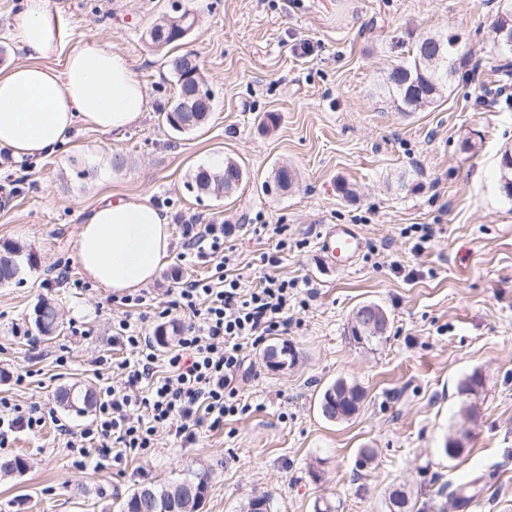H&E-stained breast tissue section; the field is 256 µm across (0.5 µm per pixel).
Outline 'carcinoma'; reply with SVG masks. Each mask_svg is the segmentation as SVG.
<instances>
[{"instance_id": "obj_1", "label": "carcinoma", "mask_w": 512, "mask_h": 512, "mask_svg": "<svg viewBox=\"0 0 512 512\" xmlns=\"http://www.w3.org/2000/svg\"><path fill=\"white\" fill-rule=\"evenodd\" d=\"M181 17L172 16L154 24V28L163 31L161 47L165 48L180 42L174 31L179 27ZM506 33H512V9H505L498 15L494 25V39H499ZM458 48L456 41L443 39L438 36L427 37L417 46L412 59L402 60L391 66L386 75V86L392 93L393 101L402 112H410L418 107L432 103L439 94L440 88L448 75L453 72L455 65L454 55ZM167 66L176 80L177 94H182L183 87L194 81L202 82L204 78L200 72L199 64L195 63V56L189 52L169 57ZM512 180V152L506 151L501 155L499 162L498 184L501 192L512 198V184L503 183V175ZM245 177V171L240 164L227 161L222 168H200L187 183L188 188L199 193L220 196L238 186ZM24 272V263L21 251L16 246H0V283L16 280ZM36 307L45 310L47 323L34 325L41 336H51L61 327L57 320L59 311L54 303L43 298ZM296 354L293 349L284 344L280 347L272 345L265 351L267 362L283 367L294 363ZM339 384L336 390V399L342 410L355 413L363 399V391L356 385ZM484 390L482 379L477 375L467 378L461 385L460 391H468L471 397L461 402L460 416L470 418L475 412L477 401ZM60 404L69 410L85 413L90 407V393L77 385L65 387L59 394ZM192 485L196 489H207V477L202 473H194L160 486H144L133 490L120 505V512H194L182 510L178 500L171 499V493L178 487Z\"/></svg>"}]
</instances>
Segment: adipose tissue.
<instances>
[{"instance_id":"adipose-tissue-1","label":"adipose tissue","mask_w":512,"mask_h":512,"mask_svg":"<svg viewBox=\"0 0 512 512\" xmlns=\"http://www.w3.org/2000/svg\"><path fill=\"white\" fill-rule=\"evenodd\" d=\"M13 31L27 60L0 69V150L37 157L79 127L119 133L147 112V93L127 58L95 38L73 41L49 0H24ZM59 51L66 58L58 70L47 60ZM169 249L167 217L145 196H106L81 220L75 261L98 286L123 294L153 282Z\"/></svg>"}]
</instances>
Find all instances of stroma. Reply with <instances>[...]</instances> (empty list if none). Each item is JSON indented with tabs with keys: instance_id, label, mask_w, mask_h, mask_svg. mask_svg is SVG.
<instances>
[{
	"instance_id": "1",
	"label": "stroma",
	"mask_w": 512,
	"mask_h": 512,
	"mask_svg": "<svg viewBox=\"0 0 512 512\" xmlns=\"http://www.w3.org/2000/svg\"><path fill=\"white\" fill-rule=\"evenodd\" d=\"M506 0H50L76 39L101 38L132 63L149 110L120 134L80 129L39 160L0 151V245L33 255L19 283L0 284V399L45 419L35 434H12L0 463V512H117L133 489L192 473L208 477L198 512H243L258 494L271 512H388L392 490L407 491L413 512H512V199L497 184L512 149V106L496 102L512 86V55L493 48L491 27ZM197 24L181 45L197 56L212 90L211 115L177 133L162 120L177 87L168 49L153 47L152 25L175 8ZM454 38L456 70L434 103L402 112L385 76L427 36ZM307 41L311 54H295ZM121 166H114L115 157ZM232 159L246 176L231 194L200 196L187 181L199 167ZM297 174L286 190H265L280 167ZM89 177H82V169ZM146 196L169 220L171 248L148 290L146 332L176 344L188 319L172 307L181 276L207 277L210 265L185 257L187 224L230 225L225 244L249 286L265 275L303 283L287 332L247 348L240 393L244 412L223 428L181 445L162 425L147 453L75 462L61 427L79 429L93 413L57 401L72 384L101 394L115 360L112 326L122 295L89 285L74 260L79 222L103 195ZM256 224L285 225L288 247L257 237ZM351 224L365 247L354 269L325 261L318 242ZM431 225L420 242L412 227ZM278 254L271 266L266 258ZM70 281L58 284V273ZM54 300L62 327L37 335L32 313ZM389 319L379 345L352 343L347 328L360 305ZM89 328L86 336L74 327ZM291 345L293 365L271 368L264 349ZM485 379L475 419L459 414L460 386ZM343 379L364 393L359 411L331 423L318 397ZM464 453L448 458L447 440ZM371 464L359 466L361 449ZM481 477L480 492L456 499L460 483Z\"/></svg>"
}]
</instances>
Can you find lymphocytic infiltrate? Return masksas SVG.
Returning <instances> with one entry per match:
<instances>
[{
    "instance_id": "f902f5d3",
    "label": "lymphocytic infiltrate",
    "mask_w": 512,
    "mask_h": 512,
    "mask_svg": "<svg viewBox=\"0 0 512 512\" xmlns=\"http://www.w3.org/2000/svg\"><path fill=\"white\" fill-rule=\"evenodd\" d=\"M225 234L221 224L183 227L189 251L212 267L210 276L186 278L177 288L173 304L188 312L189 321L166 358H159L145 336L142 318L119 321L112 341L131 355L114 365L92 422L70 433L66 444L79 457L145 453L163 423L190 444L200 430L218 429L239 414L243 351L264 336L287 331L286 312L299 295V283L267 275L260 287H247L242 275L229 271Z\"/></svg>"
}]
</instances>
